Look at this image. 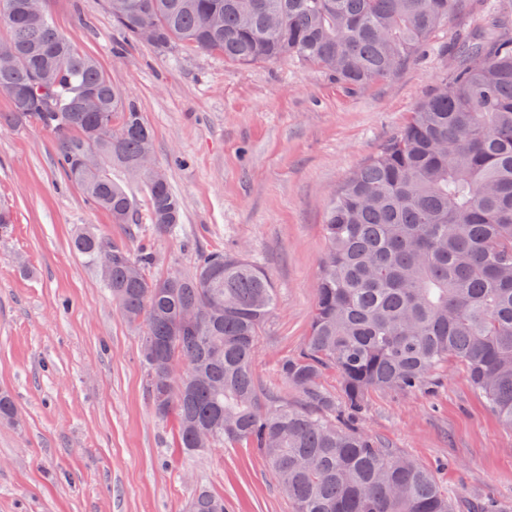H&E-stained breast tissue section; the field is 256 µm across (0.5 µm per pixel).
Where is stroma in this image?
Masks as SVG:
<instances>
[{"instance_id":"1","label":"stroma","mask_w":512,"mask_h":512,"mask_svg":"<svg viewBox=\"0 0 512 512\" xmlns=\"http://www.w3.org/2000/svg\"><path fill=\"white\" fill-rule=\"evenodd\" d=\"M55 25L94 56L154 131L155 160L183 207L176 233L113 223L61 175L55 141L0 127V512H186L199 489L226 512H293L263 453L241 442L198 457L150 409L142 332L121 316L71 247L85 227L157 255L154 274L189 269L200 250L245 253L269 274L277 306L253 358L263 393L301 406L278 371L302 349L325 253L331 192L410 119L450 73L453 44L512 0H460L417 56L351 90L297 61L240 67L218 54H122L107 0H45ZM355 428L432 471L457 512H512V429L449 363L412 391H374Z\"/></svg>"}]
</instances>
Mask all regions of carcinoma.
Segmentation results:
<instances>
[{"mask_svg":"<svg viewBox=\"0 0 512 512\" xmlns=\"http://www.w3.org/2000/svg\"><path fill=\"white\" fill-rule=\"evenodd\" d=\"M457 0H108L129 41L219 53L242 66L298 60L364 88L408 63ZM0 124L55 139L58 167L115 224L175 232L182 205L167 178L147 205L109 176L154 153L136 105L28 0H0ZM457 65L375 155L331 195L326 252L304 349L279 372L304 408L259 390L252 361L276 291L243 254L205 251L153 276V251L91 230L73 248L93 263L140 355L155 416L175 421L187 455L247 442L264 454L294 512H456L435 477L336 420L372 391L411 390L450 361L512 428V38L492 24L456 45ZM100 164L82 168L85 153ZM334 370L340 395L321 376ZM189 512H225L205 489Z\"/></svg>","mask_w":512,"mask_h":512,"instance_id":"1","label":"carcinoma"}]
</instances>
